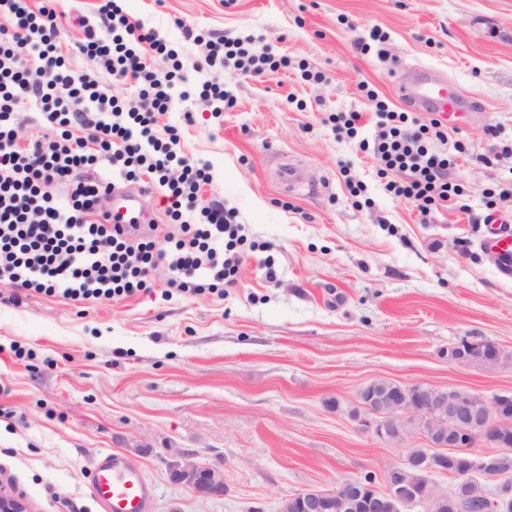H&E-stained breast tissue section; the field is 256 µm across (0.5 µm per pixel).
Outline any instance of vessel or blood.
Here are the masks:
<instances>
[{"instance_id":"obj_1","label":"vessel or blood","mask_w":512,"mask_h":512,"mask_svg":"<svg viewBox=\"0 0 512 512\" xmlns=\"http://www.w3.org/2000/svg\"><path fill=\"white\" fill-rule=\"evenodd\" d=\"M400 96L419 107L443 113L447 119L461 115L459 100L447 83L434 73H425L414 84L398 88ZM139 207V197L123 190H113L111 200L101 211L107 224H121L130 232L139 227L132 219ZM488 236L483 246L492 255L498 270L512 275V222L491 215L485 217ZM91 494L102 512H147L152 490L141 477L139 465L115 452L100 456L94 467Z\"/></svg>"}]
</instances>
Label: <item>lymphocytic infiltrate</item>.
I'll list each match as a JSON object with an SVG mask.
<instances>
[{
    "instance_id": "lymphocytic-infiltrate-1",
    "label": "lymphocytic infiltrate",
    "mask_w": 512,
    "mask_h": 512,
    "mask_svg": "<svg viewBox=\"0 0 512 512\" xmlns=\"http://www.w3.org/2000/svg\"><path fill=\"white\" fill-rule=\"evenodd\" d=\"M55 2L41 0L34 8L30 0H0V282L74 305L101 303L147 291L163 267L168 287L223 294L236 282L247 239L233 210L200 204L212 174L182 156L178 129L158 131L156 116L174 99L197 97L217 118L233 107V95L210 80L187 86L170 42L131 20L119 0H100L97 11L110 35L86 32L78 48L93 70H106L133 89L126 100L109 95L92 73L67 66ZM183 34L205 45L211 68L233 59L259 76L288 65L287 57L272 53L249 56L239 39L209 40L190 27ZM160 59L165 68L157 67ZM364 95L374 106L376 133L359 146L375 159L386 190L420 201L425 212L458 203L466 191L449 182L448 169L466 149L449 142L447 124L395 111L375 89L365 88ZM32 109L40 114V129L21 136L19 115ZM104 160L111 176L88 178L87 170ZM119 181L165 187L169 231L153 224L132 235L101 222V204Z\"/></svg>"
}]
</instances>
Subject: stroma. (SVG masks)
Masks as SVG:
<instances>
[{
    "instance_id": "obj_1",
    "label": "stroma",
    "mask_w": 512,
    "mask_h": 512,
    "mask_svg": "<svg viewBox=\"0 0 512 512\" xmlns=\"http://www.w3.org/2000/svg\"><path fill=\"white\" fill-rule=\"evenodd\" d=\"M125 12L180 51L190 79L211 78L235 105L213 118L202 100L174 101L157 117L207 165L203 198L234 209L258 243L224 295L151 294L78 310L34 294L14 302L0 283V478L33 512H102L90 493L95 458L115 451L152 489L148 512H277L282 499L380 473L406 446L350 419L357 390L384 377L490 396L512 392V276L481 251L483 220L512 215V195L487 206L484 188L512 181V154L483 163L488 129L512 138V0H123ZM70 67L85 30L105 34L97 0H58ZM190 26L251 38L288 67L253 78L204 67ZM378 35L377 52L360 42ZM448 81L466 113L449 141L467 158L449 171L463 205L421 213L392 197L359 141L371 138L374 87L395 110L418 71ZM362 113L357 137L337 127ZM305 171L297 188L279 167ZM362 185L351 195L350 185ZM273 262L276 281L265 277ZM488 341L509 360L488 371L449 362V346ZM31 356L16 359L10 344ZM345 410L336 412L332 400ZM188 450L223 462L228 491L203 499L172 483L165 460Z\"/></svg>"
}]
</instances>
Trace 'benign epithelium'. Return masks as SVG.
<instances>
[{"instance_id":"1","label":"benign epithelium","mask_w":512,"mask_h":512,"mask_svg":"<svg viewBox=\"0 0 512 512\" xmlns=\"http://www.w3.org/2000/svg\"><path fill=\"white\" fill-rule=\"evenodd\" d=\"M499 348L485 342H466V349L448 348V360L492 370L507 361ZM394 393L378 397L361 394L359 412L353 420L361 430L388 444H402L414 434L412 423L428 421L420 431L429 444L422 458L407 452L380 481L353 476L328 491L305 490L283 499L279 512L299 508L302 512H367L389 507L395 512H458L466 500H477L482 512H512V408L502 394L487 399L480 394L452 398L444 387L424 383L393 384ZM493 447L477 453L479 445ZM469 457L468 470H458L454 460ZM170 479L203 498H221L226 491L224 463H206L193 453H179L167 461ZM448 475L455 479L449 489L439 488L419 472ZM477 473L496 481L492 489L472 478ZM0 512H30L24 497L0 479Z\"/></svg>"}]
</instances>
